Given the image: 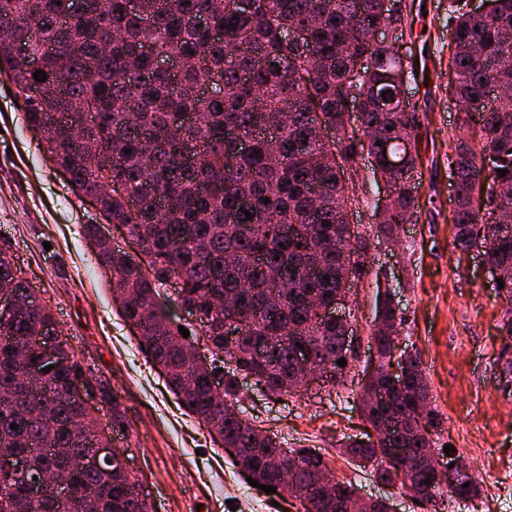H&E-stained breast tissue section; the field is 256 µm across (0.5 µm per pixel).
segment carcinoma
I'll return each mask as SVG.
<instances>
[{"label": "carcinoma", "mask_w": 512, "mask_h": 512, "mask_svg": "<svg viewBox=\"0 0 512 512\" xmlns=\"http://www.w3.org/2000/svg\"><path fill=\"white\" fill-rule=\"evenodd\" d=\"M99 4L86 0L85 13L74 17L68 0H0V27L22 39L33 23L68 58L63 66L46 57L47 80L38 82L12 41L0 38V68L10 71L23 97L26 124L45 134L49 160L83 194L99 197L106 223L141 245L134 254L115 247L95 252L97 265L117 285L118 310L139 327L146 357L167 369L179 404L206 431L222 434L224 447L240 449L239 462L251 479L277 485L276 459L292 456L302 512H353V482L339 481L334 497L315 487L316 472L327 467L319 450L285 448L277 433L226 409L242 401L240 376L251 373L271 395H295L298 343L309 346L315 363L328 364L333 383L344 371L336 361L353 357L348 327L323 322L306 297L326 304L368 275L362 238L347 221L359 189L350 171L364 154L374 159V176L395 189L377 235L394 240L400 225L416 215L417 118L400 106L392 78L405 69L404 58L373 37L378 27L398 40L412 35L411 11L393 15L383 0H250L247 10L229 0H109L102 14ZM493 4L489 16L461 8L449 16L455 41L448 47V95L464 105V132L453 149V242L469 251L482 240L486 260L511 273L501 326L511 341L512 0ZM202 19L224 26L228 39L212 40ZM291 30L307 39L290 41ZM155 52L189 64L158 70ZM354 89L362 100L352 131L345 117ZM368 128L376 138L365 146L355 132ZM230 130L249 139L247 151L239 150ZM390 157L400 159V167L384 165ZM500 169L507 170L502 177ZM172 279L183 283L173 303L196 306L199 321L173 319L165 298ZM1 288L12 289L18 306L0 310V394L14 396L0 398V454L24 460L27 470L0 477V512H63L50 492L33 498L28 483L34 474L62 469L64 460L51 449L86 454L104 443L91 432L72 431L76 420L92 423L71 395L90 368L65 337L64 360L51 363L39 354L36 337L54 326V314L30 301L35 289L3 248ZM376 320L382 328L371 340L378 362L363 389L382 399L360 406L361 417L375 429L402 425L391 447L432 455L441 415L431 406L423 430L412 423L419 401L429 398L420 356L400 351L399 390L386 371L403 322L390 296L377 301ZM181 325L190 336H182ZM202 341L212 351L207 374L197 372L190 357ZM262 341L268 357L257 362L252 350ZM20 349L33 368L54 365L43 385L24 378ZM100 393L112 400V430L123 431L117 396ZM344 452L372 465L378 483L399 480L374 441H351ZM455 462L449 479L428 466L410 472L408 485L420 494L421 506L479 494L466 463ZM67 478L77 512H149L117 462L73 469Z\"/></svg>", "instance_id": "cac0c4a2"}]
</instances>
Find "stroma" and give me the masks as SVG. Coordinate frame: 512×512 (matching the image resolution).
<instances>
[{
  "label": "stroma",
  "mask_w": 512,
  "mask_h": 512,
  "mask_svg": "<svg viewBox=\"0 0 512 512\" xmlns=\"http://www.w3.org/2000/svg\"><path fill=\"white\" fill-rule=\"evenodd\" d=\"M413 8L414 35L402 51L408 61L425 58L422 75L405 89L419 123L418 218L401 225L394 242L377 237L389 189L364 170L367 191L350 214L365 239L370 273L350 290L352 328L360 338L347 368L351 382L335 388L322 377L279 399L246 379L242 406L284 447L322 450L333 475L353 482L361 496L389 498L394 512H423L342 453L347 439L368 430L356 382L372 353L376 298L390 292L404 318L399 341L419 352L443 418L435 449L453 447L479 475V495L445 512H512V383L504 372L512 344L501 330L507 303L477 251H460L452 241L450 156L462 112L448 95V0H413ZM12 86L0 71V247L25 270L94 378L117 394L128 429L115 442L126 448L129 470L143 476L144 494L165 512H297L298 501L250 487L141 351L83 232L102 217L40 152L41 135L23 122L24 102Z\"/></svg>",
  "instance_id": "35a3bbf8"
}]
</instances>
